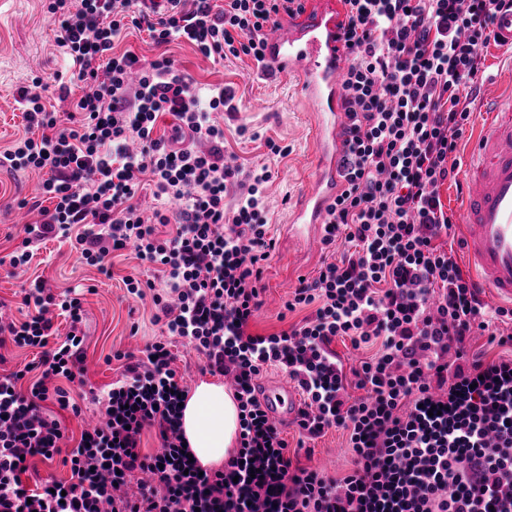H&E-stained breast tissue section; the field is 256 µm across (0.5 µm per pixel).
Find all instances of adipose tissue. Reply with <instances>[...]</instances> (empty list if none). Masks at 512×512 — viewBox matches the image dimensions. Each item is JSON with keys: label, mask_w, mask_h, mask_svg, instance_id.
I'll return each mask as SVG.
<instances>
[{"label": "adipose tissue", "mask_w": 512, "mask_h": 512, "mask_svg": "<svg viewBox=\"0 0 512 512\" xmlns=\"http://www.w3.org/2000/svg\"><path fill=\"white\" fill-rule=\"evenodd\" d=\"M181 426L197 462L205 468L219 467L234 453L238 405L222 383L200 382L182 405Z\"/></svg>", "instance_id": "ef3b65f1"}]
</instances>
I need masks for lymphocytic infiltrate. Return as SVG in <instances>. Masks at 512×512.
Returning <instances> with one entry per match:
<instances>
[{
  "instance_id": "obj_1",
  "label": "lymphocytic infiltrate",
  "mask_w": 512,
  "mask_h": 512,
  "mask_svg": "<svg viewBox=\"0 0 512 512\" xmlns=\"http://www.w3.org/2000/svg\"><path fill=\"white\" fill-rule=\"evenodd\" d=\"M345 148L323 243L351 251L299 277L287 311L311 308L291 328L259 335L262 275L274 250L263 189L268 166L243 170L224 153L217 116L236 111L232 89L202 94L174 58L114 53L122 30L154 43L180 39L205 57L262 61L265 37L303 0H49L57 44L83 95L47 109L43 78L21 92L26 135L0 153V167L39 170L37 213L9 256L28 265L40 244L71 243L105 269L134 246L162 284L126 277L129 294L151 297L162 337L127 354L104 421L62 454L55 409L80 414L63 381L82 378L86 335L80 292L25 288L20 321L0 319V348L37 349L26 370L0 373V512H512V357L469 366L467 340L512 347V308L487 311L439 240L453 221L439 189L455 179L459 144L483 80L490 26L504 0H341ZM171 115L169 133L156 134ZM178 201L174 213L134 202L143 181ZM239 197L225 208L230 191ZM69 324L60 333L49 313ZM186 340L210 374L231 379L239 447L223 469L202 471L183 452L179 399L188 390L166 337ZM378 352L352 370L330 349L336 337ZM270 367L303 395L296 424L313 440L347 432L352 467L331 478L294 462L256 394ZM28 391L18 383L26 372ZM362 390L351 398L348 387ZM154 431L159 453L141 451ZM65 456L69 483L22 476L32 461Z\"/></svg>"
}]
</instances>
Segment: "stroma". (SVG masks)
Masks as SVG:
<instances>
[{
    "label": "stroma",
    "mask_w": 512,
    "mask_h": 512,
    "mask_svg": "<svg viewBox=\"0 0 512 512\" xmlns=\"http://www.w3.org/2000/svg\"><path fill=\"white\" fill-rule=\"evenodd\" d=\"M57 33L45 8V0H0V152L8 149L25 133L19 104V91L33 76L53 80L57 73L70 69V61L56 42ZM117 51L130 50L152 59L168 54L177 59L199 86H227L234 90L238 105L235 113L224 115V153L251 168L268 165L273 178L265 190L270 235L277 245L265 267L262 283L264 305L251 326L252 332L267 335L288 329L303 320L307 312L285 313L287 301L299 276L315 275L328 255L325 252L303 254L278 227L288 221L289 200L313 176L310 157L313 152L312 108L286 79L257 78L258 67L249 57L207 59L185 43L157 46L143 30H129L116 45ZM484 82L473 104L474 113L466 129L474 135L484 102L502 97L512 108V95L503 90L512 84V53L498 45L484 51ZM286 147L287 155H271L266 140ZM45 173L35 170L0 171V257L12 252L23 237V227L15 221L17 202L37 195ZM111 275L84 263L70 243L47 241L28 266L13 270L0 266V301L10 314H17L22 285L34 278L59 293L67 289L84 290L86 361L83 378L87 396L78 401L81 416L58 411L57 416L70 440H77L83 422L95 421L99 407L94 395L106 392L119 378L122 368L116 352L136 353L145 344L159 338L161 331L152 319L151 299L128 294L124 280L132 276L147 278L134 250L111 259ZM309 453L300 455L302 466L319 468L330 477L345 474L352 466L346 432L332 429L309 443Z\"/></svg>",
    "instance_id": "stroma-1"
}]
</instances>
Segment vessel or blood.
<instances>
[{
	"label": "vessel or blood",
	"mask_w": 512,
	"mask_h": 512,
	"mask_svg": "<svg viewBox=\"0 0 512 512\" xmlns=\"http://www.w3.org/2000/svg\"><path fill=\"white\" fill-rule=\"evenodd\" d=\"M341 23L335 0H310L303 14L280 22L266 37L265 73L292 79L315 107L314 177L284 227L289 240L308 250L323 238L343 154ZM491 31L497 43L512 48V9L497 13ZM487 110L491 119L462 165V239L475 288L512 304V110L494 103ZM257 391L274 422L296 419L297 399L287 384L261 383Z\"/></svg>",
	"instance_id": "vessel-or-blood-1"
}]
</instances>
